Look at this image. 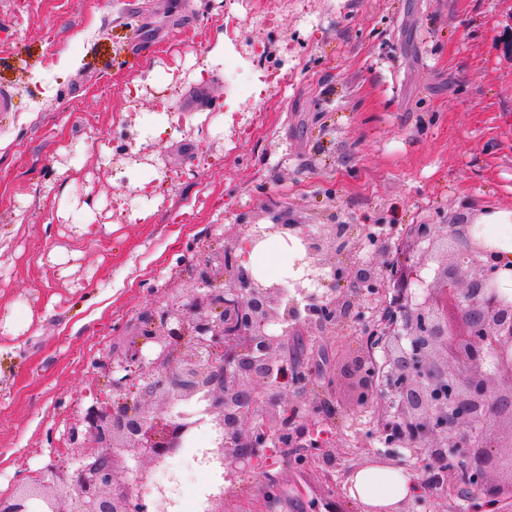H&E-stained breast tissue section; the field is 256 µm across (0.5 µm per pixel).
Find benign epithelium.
I'll list each match as a JSON object with an SVG mask.
<instances>
[{
    "label": "benign epithelium",
    "instance_id": "benign-epithelium-1",
    "mask_svg": "<svg viewBox=\"0 0 512 512\" xmlns=\"http://www.w3.org/2000/svg\"><path fill=\"white\" fill-rule=\"evenodd\" d=\"M240 226L300 240L303 275L289 287L315 303H288L279 283L255 276L238 255L237 237L206 260L202 295L145 313L146 334L108 368V393L72 432L81 464L70 482L51 491L42 479L22 483L0 501V512H28L32 500L40 512H147L117 466L137 483L149 480L188 430L174 410L200 396L218 434L208 455L227 480L255 469L263 485L277 483L279 475L260 466L274 448L284 458L308 449L318 470L335 468L332 444L307 440L314 418L333 403L335 380L312 392L315 371L288 348V337L333 336L364 322L357 297L385 287L384 269L356 258L359 242L344 236L341 224L312 230L281 212L269 224ZM474 227L472 220L416 227L423 247L394 279L396 309L384 333L372 331L370 341L384 344L397 415L419 439L413 452H429L430 469L452 488L459 469L470 472L471 512H497L512 493V299L500 288L512 265L503 264L500 251ZM338 252L346 257L343 265L336 264ZM216 272L224 277L222 288L211 287ZM315 280L325 288L320 295L308 291ZM146 344L154 347L151 359L142 353ZM367 363L359 355L351 365L360 405L372 394ZM278 407L289 412L284 421L260 422L259 415Z\"/></svg>",
    "mask_w": 512,
    "mask_h": 512
}]
</instances>
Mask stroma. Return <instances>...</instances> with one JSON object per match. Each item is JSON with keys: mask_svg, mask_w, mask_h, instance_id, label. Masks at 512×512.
Here are the masks:
<instances>
[{"mask_svg": "<svg viewBox=\"0 0 512 512\" xmlns=\"http://www.w3.org/2000/svg\"><path fill=\"white\" fill-rule=\"evenodd\" d=\"M228 6L0 0V499L70 479L114 346L193 294L242 218L347 224L374 261L363 225H387L395 257L411 225L512 210V0H258L213 61ZM357 339H307L337 379L333 481L274 458V509L245 471L224 512L359 507L344 472L368 468L393 410L380 392L355 406Z\"/></svg>", "mask_w": 512, "mask_h": 512, "instance_id": "obj_1", "label": "stroma"}]
</instances>
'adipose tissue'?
<instances>
[{
	"mask_svg": "<svg viewBox=\"0 0 512 512\" xmlns=\"http://www.w3.org/2000/svg\"><path fill=\"white\" fill-rule=\"evenodd\" d=\"M351 483L352 495L373 506H393L416 494L415 479L401 469H363Z\"/></svg>",
	"mask_w": 512,
	"mask_h": 512,
	"instance_id": "obj_1",
	"label": "adipose tissue"
}]
</instances>
